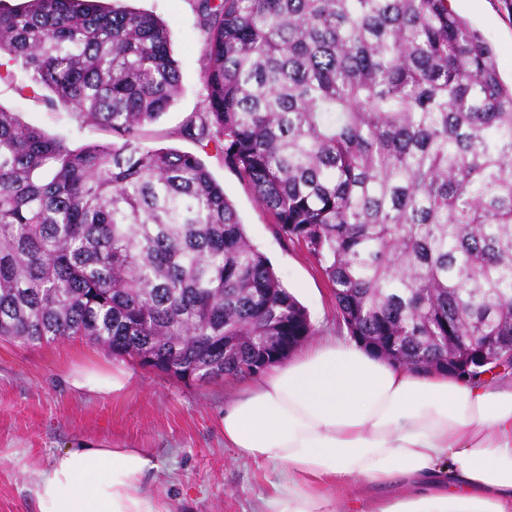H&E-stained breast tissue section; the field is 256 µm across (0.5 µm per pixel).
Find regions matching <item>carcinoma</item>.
<instances>
[{
	"label": "carcinoma",
	"instance_id": "carcinoma-1",
	"mask_svg": "<svg viewBox=\"0 0 512 512\" xmlns=\"http://www.w3.org/2000/svg\"><path fill=\"white\" fill-rule=\"evenodd\" d=\"M206 107L179 134L252 189L365 350L476 378L512 356V84L447 0H197ZM0 80L112 133L70 147L0 108V339L82 338L195 382L312 325L202 160L141 145L181 83L160 18L0 8Z\"/></svg>",
	"mask_w": 512,
	"mask_h": 512
}]
</instances>
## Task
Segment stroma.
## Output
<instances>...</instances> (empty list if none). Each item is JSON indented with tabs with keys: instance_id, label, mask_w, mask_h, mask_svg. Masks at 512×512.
<instances>
[{
	"instance_id": "obj_1",
	"label": "stroma",
	"mask_w": 512,
	"mask_h": 512,
	"mask_svg": "<svg viewBox=\"0 0 512 512\" xmlns=\"http://www.w3.org/2000/svg\"><path fill=\"white\" fill-rule=\"evenodd\" d=\"M127 5L166 22L173 55L181 64V92L158 122L146 128L144 146L170 145L202 154L250 242L307 310L314 337L337 336L331 286L306 250L278 234L272 214L222 156L202 152L196 141L178 134L186 116L203 106L204 35L196 0H127ZM450 5L490 41L503 77L511 78L512 0H450ZM28 82L19 69L13 83L0 81V108L73 147L111 141V133L74 113L19 96L17 87ZM116 369L134 378L122 393L75 385L90 373L111 379ZM250 384L247 378L186 384L133 361L113 359L79 338L34 346L0 340V512H37L26 491L29 480L56 453L84 443L151 453L158 470L149 486L168 498L173 512H257L277 469L242 459L225 447L221 423L225 405Z\"/></svg>"
}]
</instances>
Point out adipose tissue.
<instances>
[{
	"instance_id": "1",
	"label": "adipose tissue",
	"mask_w": 512,
	"mask_h": 512,
	"mask_svg": "<svg viewBox=\"0 0 512 512\" xmlns=\"http://www.w3.org/2000/svg\"><path fill=\"white\" fill-rule=\"evenodd\" d=\"M225 447L277 469L259 512H512V378L415 374L326 339L224 408ZM139 448H67L38 512H172Z\"/></svg>"
}]
</instances>
